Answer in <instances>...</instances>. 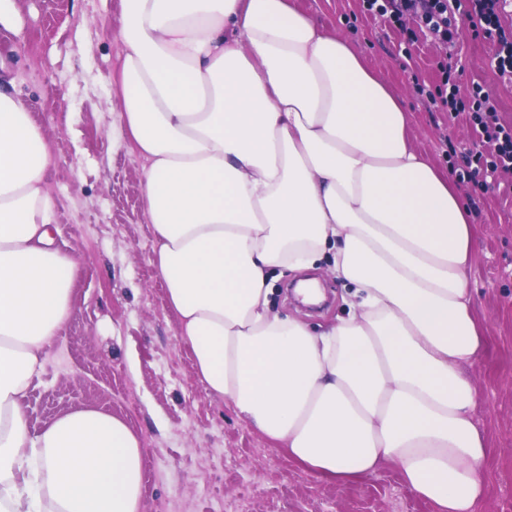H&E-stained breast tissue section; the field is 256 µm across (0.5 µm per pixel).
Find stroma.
<instances>
[{
    "instance_id": "35a3bbf8",
    "label": "stroma",
    "mask_w": 512,
    "mask_h": 512,
    "mask_svg": "<svg viewBox=\"0 0 512 512\" xmlns=\"http://www.w3.org/2000/svg\"><path fill=\"white\" fill-rule=\"evenodd\" d=\"M26 36L15 59L19 90L56 157L44 184L56 202L55 246L78 263L71 313L43 350L26 391L29 428L94 408L123 419L142 450L143 512H436L380 466L348 484L318 478L208 394L177 332L166 287L151 261L153 231L140 185L141 159L113 131L117 104L107 76L122 55L119 0H19ZM321 27L339 32L402 98L414 146L455 178L479 129L471 112H432L441 69L461 98L481 84L512 124V86L491 61L493 40L474 36L459 0L464 34L454 51L372 15L363 0H298ZM512 171L494 185L459 181L474 215L470 285L485 349L468 369L479 394L475 421L487 452L482 512H512ZM313 274L325 298L300 303L290 276L273 282L271 307L318 327L345 316V289L320 260Z\"/></svg>"
}]
</instances>
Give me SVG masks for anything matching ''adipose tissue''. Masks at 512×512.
<instances>
[{
  "instance_id": "adipose-tissue-1",
  "label": "adipose tissue",
  "mask_w": 512,
  "mask_h": 512,
  "mask_svg": "<svg viewBox=\"0 0 512 512\" xmlns=\"http://www.w3.org/2000/svg\"><path fill=\"white\" fill-rule=\"evenodd\" d=\"M118 37L115 125L208 393L318 477L387 462L439 512H480L474 219L412 147L400 96L295 0H120ZM54 161L0 58V512H141L124 420L28 428L22 398L78 274L50 235ZM327 253L346 317L316 330L272 311L274 272Z\"/></svg>"
}]
</instances>
